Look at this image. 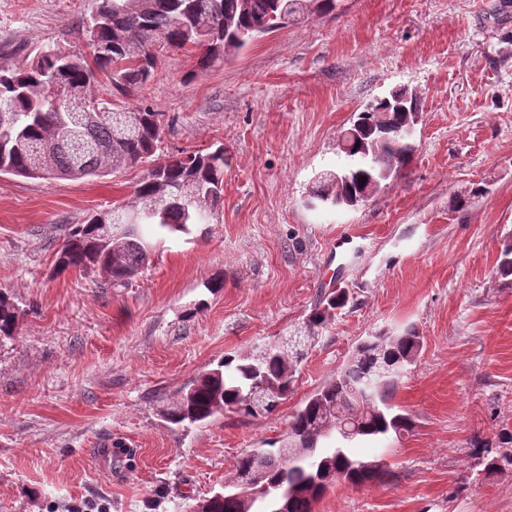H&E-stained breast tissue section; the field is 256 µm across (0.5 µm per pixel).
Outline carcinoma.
Instances as JSON below:
<instances>
[{"mask_svg": "<svg viewBox=\"0 0 512 512\" xmlns=\"http://www.w3.org/2000/svg\"><path fill=\"white\" fill-rule=\"evenodd\" d=\"M336 7V0H99L97 9L83 26L92 30L102 47L94 53V66L59 48L37 53L23 68H0V172L26 178L79 180L103 177L120 169L150 164L137 184L134 199L125 206L100 211L85 224L69 228L59 251L57 266L85 271L98 268L120 286L139 274L150 258L152 239L191 233L190 226L208 224L209 209L224 191V147L211 152H160L164 114L143 106L103 113L80 135L98 151L76 168L70 149L63 145L74 129L72 113L53 110L47 95L62 86L74 96L92 101L90 85L95 71L107 75L112 87L129 95L150 82L155 57L150 51L160 41L176 49L199 50V65L233 59L249 43L272 34L298 18L323 15ZM423 111L422 98L402 89L369 103L355 124L359 137L338 150L346 164L340 168L341 185L328 179L314 182L313 205L338 208L364 201L381 183L410 163L415 145L404 139L405 127ZM138 119L140 131L132 139L115 135L117 118ZM48 149L50 166L40 171L30 166L29 153ZM497 273L512 276V239L500 250ZM348 302L341 290L315 309L308 318L309 332L323 327L332 311ZM18 310L0 292V341L15 336ZM420 336L409 327L386 336L364 337L355 352L331 382L315 392L288 423V433L304 438L303 451L290 457L275 443L245 454L236 463V475H260L270 493L251 505L224 490L210 501L209 512H314L315 504L339 480L357 487L389 483L392 471L382 458L362 460L351 444H324L322 431L336 426V413L350 414L363 408L357 441L382 439L411 431L409 414L393 403L404 376L389 372L374 378L378 369L395 363L404 372L416 362ZM302 353L298 344L272 347L266 354L227 355L217 368L199 375L167 410L174 424L204 422L230 411L243 417H258L276 410L288 397ZM264 384L277 395L256 412L247 402L250 390ZM512 468V449L486 458L485 469Z\"/></svg>", "mask_w": 512, "mask_h": 512, "instance_id": "obj_1", "label": "carcinoma"}]
</instances>
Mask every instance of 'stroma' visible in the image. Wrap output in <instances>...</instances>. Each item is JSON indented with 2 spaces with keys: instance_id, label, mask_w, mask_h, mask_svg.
<instances>
[{
  "instance_id": "obj_1",
  "label": "stroma",
  "mask_w": 512,
  "mask_h": 512,
  "mask_svg": "<svg viewBox=\"0 0 512 512\" xmlns=\"http://www.w3.org/2000/svg\"><path fill=\"white\" fill-rule=\"evenodd\" d=\"M499 0H337L202 69L194 50L154 47L153 79L97 98L165 114L162 147H223L211 223L155 243L123 288L106 272L58 271L65 231L131 201L142 169L80 180L0 174V292L19 308L0 343V512H190L235 478L245 452L335 378L363 336L415 327L422 349L396 402L411 432L358 447L393 477L339 481L316 512H512V470L483 451L512 432V12ZM97 0H0V67L46 47L88 56L82 22ZM399 85L423 112L410 165L365 204H306L336 169L339 133ZM349 302L316 334L331 291ZM304 353L270 415L182 427L162 414L224 355L289 337ZM125 455L112 475L92 450Z\"/></svg>"
}]
</instances>
